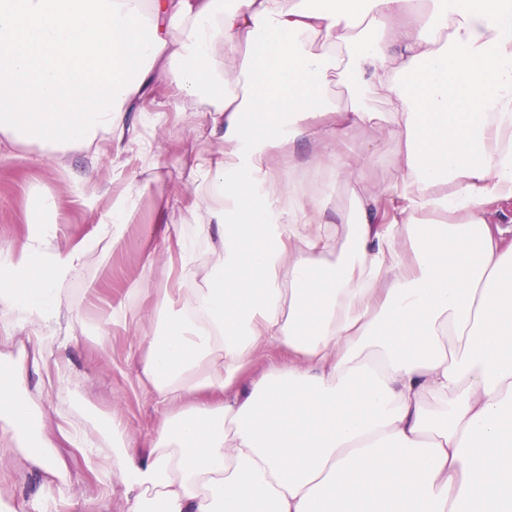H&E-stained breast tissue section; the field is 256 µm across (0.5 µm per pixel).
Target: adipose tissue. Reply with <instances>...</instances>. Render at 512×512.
I'll use <instances>...</instances> for the list:
<instances>
[{"mask_svg": "<svg viewBox=\"0 0 512 512\" xmlns=\"http://www.w3.org/2000/svg\"><path fill=\"white\" fill-rule=\"evenodd\" d=\"M161 82L224 131L188 171L208 172L198 231L222 242L203 286L128 290L157 294L135 356L163 421L146 440L115 415L52 432L23 392L86 251L38 223L0 248V328L31 346L0 382V468L64 497L70 443L120 483L123 512H512V227L491 221L512 200V0H0L9 142L122 144ZM378 119L399 177L370 191L346 145ZM134 208L115 198L103 252ZM271 351L285 361L240 390ZM308 184L316 185L324 195L329 196L336 205V199L340 203H346L343 191L336 188V182L324 171L312 169L308 173Z\"/></svg>", "mask_w": 512, "mask_h": 512, "instance_id": "1", "label": "adipose tissue"}]
</instances>
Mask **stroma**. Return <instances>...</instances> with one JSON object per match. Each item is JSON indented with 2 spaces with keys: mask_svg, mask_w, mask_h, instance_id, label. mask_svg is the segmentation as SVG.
<instances>
[{
  "mask_svg": "<svg viewBox=\"0 0 512 512\" xmlns=\"http://www.w3.org/2000/svg\"><path fill=\"white\" fill-rule=\"evenodd\" d=\"M197 101H173V90L162 84L147 98L141 112L131 114L137 129L135 141L115 147L110 136L87 147L75 144L60 153L45 152L33 143L0 150V248L20 247L30 219L31 204L41 196L51 197L57 227L55 243L68 248L90 238L97 224L106 221L114 193L127 190L136 198L125 232L112 253L88 249L79 272L67 283L70 318L58 341L46 354L47 363L67 362L68 386L46 388L41 377L29 374L26 392L50 418L61 414L82 415L87 410L117 412L132 432L148 438L162 416V408L144 389L132 357L135 335L153 330L149 318L151 301H144L136 321L137 333L116 327L104 341L91 338L107 304L122 301L131 284L149 281L151 287L182 285L196 288L221 249L217 234L201 238L196 259V278H179L177 252H164L156 230L160 224L185 221V200L190 191L183 171L190 153L212 154L220 144L211 133V121ZM354 154H368L366 185L390 183L398 176V145L380 127L365 138L349 143ZM96 174V187H83L80 177ZM61 454L68 464L67 486L78 498L102 499L107 512H121L120 493L112 489L105 472L90 469L82 455L70 446ZM43 477L30 471L0 474V486L16 495L25 512H70L56 500L42 495Z\"/></svg>",
  "mask_w": 512,
  "mask_h": 512,
  "instance_id": "stroma-1",
  "label": "stroma"
}]
</instances>
